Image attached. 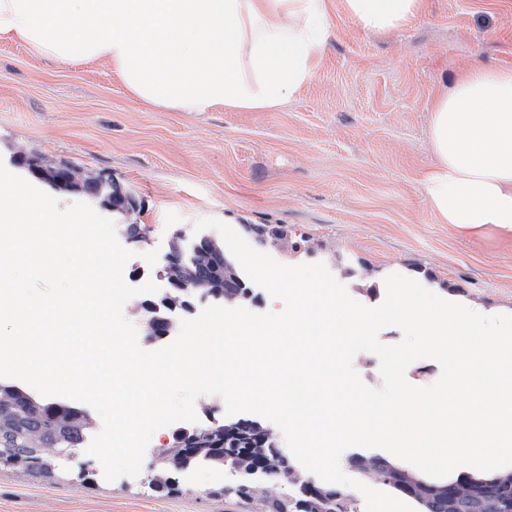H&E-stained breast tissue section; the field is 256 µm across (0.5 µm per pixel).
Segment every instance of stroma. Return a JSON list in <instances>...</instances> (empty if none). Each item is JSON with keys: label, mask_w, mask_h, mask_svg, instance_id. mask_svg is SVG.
<instances>
[{"label": "stroma", "mask_w": 512, "mask_h": 512, "mask_svg": "<svg viewBox=\"0 0 512 512\" xmlns=\"http://www.w3.org/2000/svg\"><path fill=\"white\" fill-rule=\"evenodd\" d=\"M335 35L313 79L270 112H179L134 99L102 63L65 64L0 42V161L16 152L100 174L132 196L131 223L148 228L125 282L166 289L161 265L175 234L224 219L284 226L287 265L324 262L349 295L378 306L362 282L417 273L461 303L512 314V236L438 223L421 185L436 161L429 104L477 63L512 68V0H425L398 32L364 31L344 0H330ZM177 425L161 428L140 474L105 480L86 451L64 456L89 482L0 469V512H249L215 493L201 465L162 496L148 484Z\"/></svg>", "instance_id": "1"}]
</instances>
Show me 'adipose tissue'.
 <instances>
[{
	"mask_svg": "<svg viewBox=\"0 0 512 512\" xmlns=\"http://www.w3.org/2000/svg\"><path fill=\"white\" fill-rule=\"evenodd\" d=\"M393 32L425 0H344ZM328 0H0V39L67 64L102 61L138 100L183 112H267L316 72ZM435 164L422 187L440 223L512 236V68L477 64L433 99Z\"/></svg>",
	"mask_w": 512,
	"mask_h": 512,
	"instance_id": "ef3b65f1",
	"label": "adipose tissue"
}]
</instances>
